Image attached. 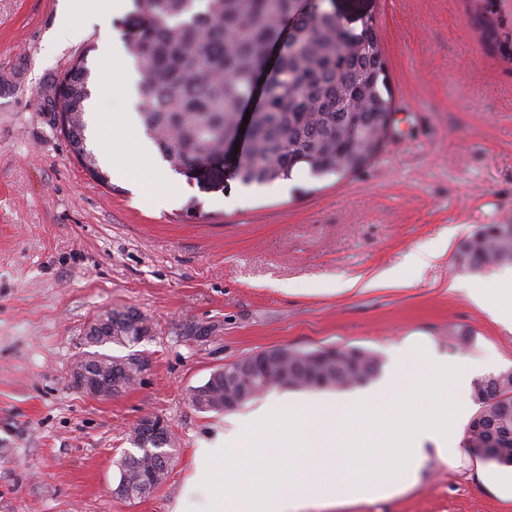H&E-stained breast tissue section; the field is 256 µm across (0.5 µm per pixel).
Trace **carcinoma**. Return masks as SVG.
Returning <instances> with one entry per match:
<instances>
[{
	"instance_id": "1",
	"label": "carcinoma",
	"mask_w": 512,
	"mask_h": 512,
	"mask_svg": "<svg viewBox=\"0 0 512 512\" xmlns=\"http://www.w3.org/2000/svg\"><path fill=\"white\" fill-rule=\"evenodd\" d=\"M144 14L140 39L129 45L138 62V86L144 94L139 116L149 138L177 172L210 154L224 153L236 137L237 113L247 104L251 79L265 63L280 19L293 8L290 0H134ZM299 51L285 57L272 75L246 137L236 177L245 185L289 180L305 170L314 179L341 180L369 166L383 149L393 114L390 76L375 22L367 19L360 32L338 23L322 4H311L294 15ZM86 55L71 63L57 83L51 106L59 113L60 129L82 166L108 182L87 145L86 103L90 99ZM456 264L478 272L512 265V234L503 224H485L457 245ZM149 333L138 312L112 313L110 344L125 347ZM124 388L137 381L139 369L128 356L88 353ZM376 354L361 348L283 349L278 364L232 387L248 400L288 383L293 389H330L366 385L379 374ZM507 381L474 384L477 411L464 437L483 436L478 419L486 415L512 431V415L498 407ZM199 411L224 409V377L189 393ZM127 442L133 450L118 462L124 496L138 498L140 475L151 470L155 484L173 470L176 445L170 425L160 438L135 429ZM488 464L512 468V437L493 448Z\"/></svg>"
}]
</instances>
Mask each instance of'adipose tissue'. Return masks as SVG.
Here are the masks:
<instances>
[{"instance_id": "1", "label": "adipose tissue", "mask_w": 512, "mask_h": 512, "mask_svg": "<svg viewBox=\"0 0 512 512\" xmlns=\"http://www.w3.org/2000/svg\"><path fill=\"white\" fill-rule=\"evenodd\" d=\"M156 169L151 148L137 138L113 155V176L137 186L152 206L179 191ZM470 296L512 331V270L494 289ZM474 373L469 360L407 349L360 395L271 396L199 441L169 512H331L415 486L428 454L456 453Z\"/></svg>"}]
</instances>
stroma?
<instances>
[{
  "instance_id": "1",
  "label": "stroma",
  "mask_w": 512,
  "mask_h": 512,
  "mask_svg": "<svg viewBox=\"0 0 512 512\" xmlns=\"http://www.w3.org/2000/svg\"><path fill=\"white\" fill-rule=\"evenodd\" d=\"M58 4L0 0V512H168L191 448L225 417L188 391L263 350L359 347L387 367L410 345L480 377L512 369V332L468 294L496 270L454 261L477 226L512 222V0H330L349 28L376 21L395 112L377 159L339 182L244 186L219 157L176 175L160 209L89 175L48 104L78 55L98 82L101 44L126 45L142 17L131 6L54 45ZM443 232L446 249L406 267ZM331 280L352 286L312 291ZM128 308L151 325L134 347L148 368L110 400L86 396L69 381L86 329ZM146 411L175 431L176 463L123 500L117 462ZM335 512H512V472L462 450L410 490Z\"/></svg>"
}]
</instances>
